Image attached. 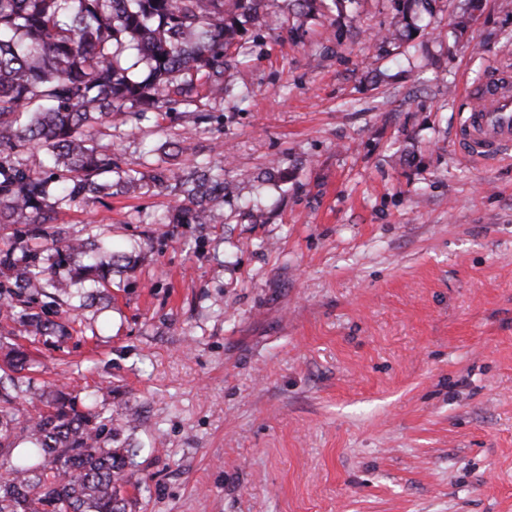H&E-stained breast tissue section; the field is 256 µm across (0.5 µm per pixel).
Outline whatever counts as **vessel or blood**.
<instances>
[{
	"label": "vessel or blood",
	"mask_w": 512,
	"mask_h": 512,
	"mask_svg": "<svg viewBox=\"0 0 512 512\" xmlns=\"http://www.w3.org/2000/svg\"><path fill=\"white\" fill-rule=\"evenodd\" d=\"M464 100L455 133L460 153L482 162L512 157V60H494L483 79L467 85Z\"/></svg>",
	"instance_id": "obj_1"
}]
</instances>
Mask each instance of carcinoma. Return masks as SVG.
<instances>
[{
    "mask_svg": "<svg viewBox=\"0 0 512 512\" xmlns=\"http://www.w3.org/2000/svg\"><path fill=\"white\" fill-rule=\"evenodd\" d=\"M397 2L392 39L413 26ZM261 0H0V224H13L0 249V307L28 338L70 335L62 320L74 299H111L112 274L137 255L112 240L70 236L56 212L89 196H112V149L95 142L112 113L191 106L224 94L225 50L262 25ZM134 50L148 65L135 76ZM33 148L42 159L20 157ZM181 183L187 205L165 224H208L224 202V174L195 162ZM16 332V333H18ZM0 335V512H128L126 449L112 447L122 413L56 388L34 415L16 400L36 360Z\"/></svg>",
    "mask_w": 512,
    "mask_h": 512,
    "instance_id": "cac0c4a2",
    "label": "carcinoma"
}]
</instances>
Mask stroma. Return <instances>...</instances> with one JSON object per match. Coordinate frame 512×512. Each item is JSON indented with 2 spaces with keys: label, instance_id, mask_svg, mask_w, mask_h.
<instances>
[{
  "label": "stroma",
  "instance_id": "35a3bbf8",
  "mask_svg": "<svg viewBox=\"0 0 512 512\" xmlns=\"http://www.w3.org/2000/svg\"><path fill=\"white\" fill-rule=\"evenodd\" d=\"M466 9L390 44L392 0H264L223 99L113 119L143 180L57 221L140 260L32 378L135 420L136 512H512V160L454 141L512 0ZM184 139L231 186L214 223L162 221Z\"/></svg>",
  "mask_w": 512,
  "mask_h": 512
}]
</instances>
